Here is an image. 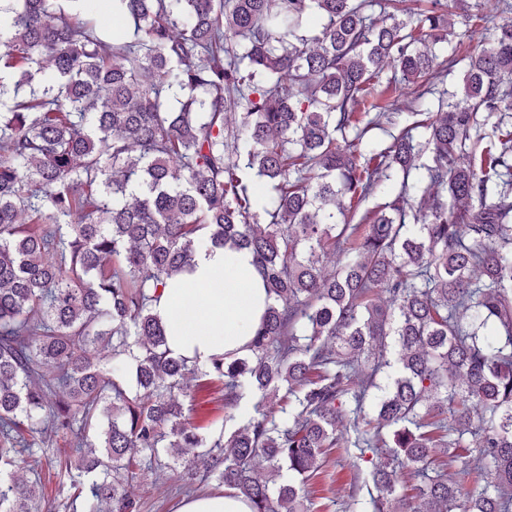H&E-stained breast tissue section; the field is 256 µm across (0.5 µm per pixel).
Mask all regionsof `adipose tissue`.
Instances as JSON below:
<instances>
[{
  "mask_svg": "<svg viewBox=\"0 0 512 512\" xmlns=\"http://www.w3.org/2000/svg\"><path fill=\"white\" fill-rule=\"evenodd\" d=\"M248 250L198 252L193 273L166 289L156 308L174 354L205 363L213 356H243L271 299L252 276Z\"/></svg>",
  "mask_w": 512,
  "mask_h": 512,
  "instance_id": "obj_1",
  "label": "adipose tissue"
}]
</instances>
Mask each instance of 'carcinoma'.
<instances>
[{
    "mask_svg": "<svg viewBox=\"0 0 512 512\" xmlns=\"http://www.w3.org/2000/svg\"><path fill=\"white\" fill-rule=\"evenodd\" d=\"M110 2L133 35L98 0H0V512H44L15 469L59 437L80 512H137L140 472L179 464L188 492L311 512L335 448L375 457L373 512H512V126L469 150L478 113L512 112V22L448 58L470 107L413 108L377 151L379 73L427 81L444 0ZM224 247L273 304L249 354L191 363L155 308ZM214 381L225 421L255 414L202 430L181 398Z\"/></svg>",
    "mask_w": 512,
    "mask_h": 512,
    "instance_id": "1",
    "label": "carcinoma"
}]
</instances>
